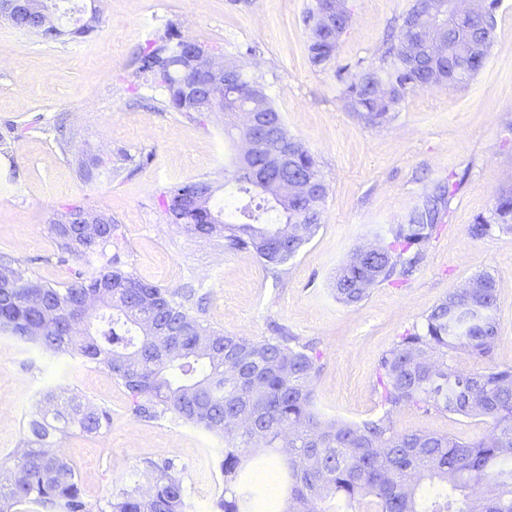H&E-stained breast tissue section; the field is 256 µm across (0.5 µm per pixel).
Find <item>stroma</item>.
Returning a JSON list of instances; mask_svg holds the SVG:
<instances>
[{"instance_id":"35a3bbf8","label":"stroma","mask_w":512,"mask_h":512,"mask_svg":"<svg viewBox=\"0 0 512 512\" xmlns=\"http://www.w3.org/2000/svg\"><path fill=\"white\" fill-rule=\"evenodd\" d=\"M56 2L63 34L55 40L0 18V51L11 54L0 69V258L62 285L84 261L73 254L58 263L54 221L74 205L109 216L121 227L123 269L166 288H196L212 328L261 339L282 327L313 343L322 365L315 406L326 420L377 415L382 355L481 273L496 282L497 334L486 356L459 361L512 366V233L469 234L512 187V0H500L486 60L467 85L416 89L381 126L347 110L340 75L378 64L413 0H349L351 21L324 68L309 60V0ZM172 29L261 76L289 134L319 165L327 186L320 226L279 274L225 250L223 239L188 235L161 205L166 189L193 179L213 183L212 206L230 204L224 168L238 154L222 114L200 123L166 109L164 90L138 72L139 53ZM445 183L456 192L444 224L407 279L382 283L354 305L339 301L337 269L358 248L388 240ZM49 392L112 415L103 434L60 443L88 501L143 481L148 462L171 458L183 469L190 512H211L224 489L216 459L223 440L170 415L141 420L108 370L1 334L0 462L19 448L28 416ZM397 428L462 441L490 430L478 418L412 409L398 415Z\"/></svg>"}]
</instances>
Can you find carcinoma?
Returning a JSON list of instances; mask_svg holds the SVG:
<instances>
[{
  "mask_svg": "<svg viewBox=\"0 0 512 512\" xmlns=\"http://www.w3.org/2000/svg\"><path fill=\"white\" fill-rule=\"evenodd\" d=\"M318 0H311L305 21L308 52L320 67L334 59L337 45L315 24ZM496 0L485 6L481 31L448 23L445 16L424 23L420 54L440 40L453 60L492 43ZM418 7L413 0L396 40L377 66L352 73L344 91L346 106L368 125L393 118L414 89L448 86L443 62L419 67L406 56V23ZM180 37L168 33L151 43L139 58V71L168 91L164 106L193 120L204 111L183 89L179 68ZM241 101L261 109L275 138L289 137L283 119L256 78L241 73ZM317 174L319 192L298 208L279 202L237 178L234 216L205 205L216 223L200 224L191 210L169 205L190 180L169 188L165 211L184 224V231L224 239V248L245 251L271 271L294 257L309 239H283L287 224L309 222L317 229L326 186L314 158L304 147L273 179L291 180L306 171ZM453 186H438L391 229V239L355 265L348 261L336 274V295L346 305L362 301L368 291L393 277L405 276L419 262L414 246L428 243L443 226ZM498 229L512 231V188L495 201ZM59 261L70 254L86 259L87 268L73 271L61 287L44 284L21 268L5 263L8 287L0 288V333L46 352L75 353L107 369L133 399V413L153 420L174 413L184 422L224 438L218 463L224 494L213 512H359L363 501L375 512H512V366L466 370L463 352L485 356L496 336L495 281L477 275L466 287L440 300L419 324L406 330L380 359L377 384L382 411L356 423L323 420L315 408L312 382L321 369L320 356L309 343L282 332L263 339L225 334L192 312L191 290L163 288L120 268L111 253L118 225L108 224L102 237L86 242L70 224L53 225ZM51 393L40 400L28 420L23 448L11 465L0 467V512L31 505L45 512H188L182 469L171 459L149 464L148 485L123 486L104 503L87 502L76 470L56 445L70 435L94 436L112 422L109 410L85 405L73 395L66 405L52 404ZM404 408L480 418L490 435L461 441L448 434L397 430L394 417ZM277 454L284 471L283 503L256 491L246 472V454Z\"/></svg>",
  "mask_w": 512,
  "mask_h": 512,
  "instance_id": "obj_1",
  "label": "carcinoma"
}]
</instances>
